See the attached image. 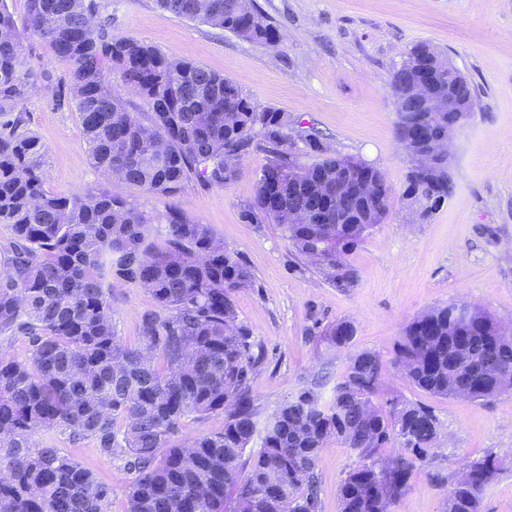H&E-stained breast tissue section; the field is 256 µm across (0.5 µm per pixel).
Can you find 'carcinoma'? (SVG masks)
<instances>
[{
	"label": "carcinoma",
	"mask_w": 512,
	"mask_h": 512,
	"mask_svg": "<svg viewBox=\"0 0 512 512\" xmlns=\"http://www.w3.org/2000/svg\"><path fill=\"white\" fill-rule=\"evenodd\" d=\"M189 21L220 27L270 46L278 34L260 11L241 13V0H157ZM94 0H26L27 26L51 56L71 69L64 81L84 131L93 168L109 179L170 200L149 215L106 188L51 193L43 188V146L27 129L20 105L35 85L12 15L0 0V224L3 245L0 335L27 342L22 359L0 354V512H111L112 489L56 448L33 436L60 431L91 438L99 455L123 456L134 473L126 512H318L315 463L331 438L356 456L339 487V512H393L410 488L415 462L435 454L439 422L418 403L375 404L384 368L372 352L355 355L329 400L304 389L272 416L258 419L251 375L260 345L239 321L231 295L252 284L237 254L209 227L173 202L188 184L222 186L235 179L224 156L242 158L260 138L268 162L243 218H267V200L284 213H310L308 224H284L293 247L351 280L344 253L388 213L390 189L373 166L345 156L303 165L288 142V115L260 109L233 81L156 47L91 27ZM141 98V121L112 88V76ZM405 143L419 127L448 132V113L423 103L440 97L471 107L473 87L434 48H411L391 74ZM235 115L228 127L224 114ZM381 186L364 196L351 187L311 211L351 165ZM428 185L426 217L454 184L448 164L418 177L406 192ZM164 225L159 236L151 224ZM148 293L155 308L128 344L112 323V278ZM455 304L433 308L403 329L395 365L434 396L490 399L512 386V341L492 347L498 325L473 306L469 342L448 320ZM224 415V429L175 441L180 422ZM260 448H250L254 438ZM446 512H480L481 495L499 468L486 455L463 466Z\"/></svg>",
	"instance_id": "1"
}]
</instances>
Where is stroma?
Here are the masks:
<instances>
[{
	"mask_svg": "<svg viewBox=\"0 0 512 512\" xmlns=\"http://www.w3.org/2000/svg\"><path fill=\"white\" fill-rule=\"evenodd\" d=\"M112 35L154 45L173 60L189 59L237 82L259 107L288 114L295 129L318 133L328 154L379 169L391 188L385 220L350 248V284L299 254L281 227L241 216L255 196L264 148L241 161L243 173L224 186L193 183L177 203L207 225L253 274L232 296L241 322L264 352L251 381L260 417L276 412L302 389L330 398L351 358L379 356L385 375L378 401L397 397L425 405L441 424L436 454L417 463L411 490L395 512H445L463 464L493 455L500 473L482 494L481 512H512V390L488 400L433 396L393 367L403 327L428 310L467 301L512 322V0H256L278 27V46L265 48L223 29L179 18L156 0H96ZM38 77L23 103L27 128L45 146V188L75 193L110 185L141 210L163 211L164 198L107 183L89 160L72 105L54 90L69 71L26 26V0H6ZM426 43L475 87L468 120L448 141L454 191L425 221L415 220L404 195L408 158L395 128L390 75L413 45ZM142 289L112 291V320L134 342L141 315L153 309ZM350 322L355 333L334 346L328 331ZM37 446L59 449L112 489V512H125L133 474L125 458L104 460L93 441L39 433ZM356 462L329 442L316 462L318 512H338V490Z\"/></svg>",
	"mask_w": 512,
	"mask_h": 512,
	"instance_id": "stroma-1",
	"label": "stroma"
}]
</instances>
